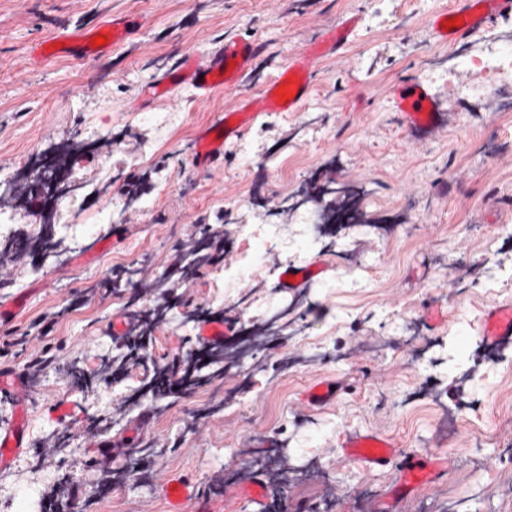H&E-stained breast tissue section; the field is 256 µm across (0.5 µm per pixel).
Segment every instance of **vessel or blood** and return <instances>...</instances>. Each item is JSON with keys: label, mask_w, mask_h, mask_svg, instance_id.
I'll use <instances>...</instances> for the list:
<instances>
[{"label": "vessel or blood", "mask_w": 512, "mask_h": 512, "mask_svg": "<svg viewBox=\"0 0 512 512\" xmlns=\"http://www.w3.org/2000/svg\"><path fill=\"white\" fill-rule=\"evenodd\" d=\"M512 12V0H475L465 5L461 14L463 24L454 30L435 25L440 36L462 35L483 26L493 18ZM259 45L242 37L225 40L222 53L198 63L187 61L184 69L195 85L203 91L215 86L216 77H223L225 89L237 88L245 75ZM316 60L315 54L302 53L293 58L268 87L260 92L233 99L226 115L208 126L197 138L199 159L214 165L222 160L224 141L239 135L243 130L239 115L255 117L267 112H294L310 90L307 78ZM399 108L408 122L422 136L433 132L441 115L436 112L434 101L418 84L408 86L400 95ZM483 338L490 343L512 336V303L493 304L483 317ZM0 393L8 394L14 403L15 416L12 424L0 428V469H10L16 457L26 446V420L29 398L21 379L14 371L0 372ZM346 455L368 474L392 469L396 472L395 487L391 498L414 496L438 483L448 470L447 458L438 455H401L397 442L390 436L375 431H348L340 440ZM164 493L170 512H184L189 502L195 501L199 491L195 482L188 478L166 480Z\"/></svg>", "instance_id": "vessel-or-blood-1"}]
</instances>
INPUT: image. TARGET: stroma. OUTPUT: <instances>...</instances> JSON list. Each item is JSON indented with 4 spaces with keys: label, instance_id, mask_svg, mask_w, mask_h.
<instances>
[{
    "label": "stroma",
    "instance_id": "obj_1",
    "mask_svg": "<svg viewBox=\"0 0 512 512\" xmlns=\"http://www.w3.org/2000/svg\"><path fill=\"white\" fill-rule=\"evenodd\" d=\"M458 0H0V181L30 167L32 154L99 137L71 163L82 185L73 218L76 236L42 224L30 208L0 205V224L47 238L57 257L32 264L21 256L0 270V363L21 372L30 388L28 433L40 439V465L16 461L0 472V512H46L54 491L60 512H168L164 477H191L222 512H376L392 473L366 474L339 446L346 430H375L405 452L448 457L446 478L404 502L399 512H512V347L488 357L480 333L487 306L512 301V281L488 287L481 258L512 270V79L470 89L471 65L448 67L457 45L473 55L512 51V14L445 41L437 15ZM359 16L349 42L321 58L299 111L269 112L224 144L213 169L195 156L199 131L232 99L224 88L201 95L191 83L174 100L149 88L181 65L185 51L215 54L226 38L261 46L241 83L256 91L326 29ZM137 27L109 52L87 58L38 54L64 33L85 29L111 38L114 23ZM409 82L422 85L445 117L417 138L397 110ZM142 176L136 209L120 191L103 193L104 171ZM322 195L321 207L350 206V224L311 225L283 254L261 243L259 271L224 283L233 265L238 225L296 224L283 201ZM224 233L222 264L205 267L188 285L172 279L163 303L150 283L172 274L179 243L201 225ZM141 269V303L162 306L149 352L164 358L172 338L198 351V322H184L183 302L231 325L223 372L192 386L152 416L144 440L159 449L129 478L126 450L103 467H88V445L122 434L151 406L138 392L136 367L96 380L103 356L125 348L112 321L127 317L130 288L114 286L121 269ZM319 264L304 287H280L279 267ZM445 341L440 369L416 364L421 342ZM50 360H40L42 348ZM84 372L74 378L68 366ZM261 365L257 376L250 365ZM340 383L330 404H302L316 381ZM436 384L440 405L422 400ZM70 404L74 417L52 410ZM456 412L445 420L440 408ZM74 431L73 440L60 431ZM264 480L259 503L231 500L248 474Z\"/></svg>",
    "mask_w": 512,
    "mask_h": 512
}]
</instances>
